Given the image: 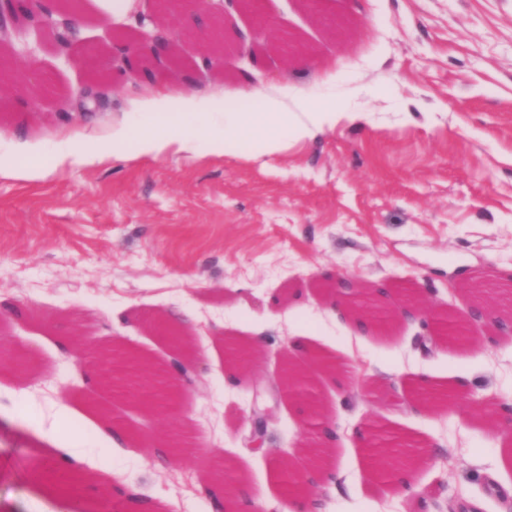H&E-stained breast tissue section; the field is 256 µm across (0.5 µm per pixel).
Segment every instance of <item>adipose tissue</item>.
Returning <instances> with one entry per match:
<instances>
[{
  "label": "adipose tissue",
  "instance_id": "obj_1",
  "mask_svg": "<svg viewBox=\"0 0 512 512\" xmlns=\"http://www.w3.org/2000/svg\"><path fill=\"white\" fill-rule=\"evenodd\" d=\"M242 94L256 99L259 110L233 109L220 93L204 98L191 91L153 89L142 102L152 115L150 121H123L112 126L106 136L82 137L72 145L57 147L47 164L36 160L34 150L15 145L0 153V173L36 181L51 167L91 164L113 156L159 158L172 151L192 153L201 139L214 153L246 142L258 153L272 155L287 142L311 138L341 117L336 103L316 104L301 91L282 94L271 81L243 89Z\"/></svg>",
  "mask_w": 512,
  "mask_h": 512
}]
</instances>
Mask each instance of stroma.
Listing matches in <instances>:
<instances>
[{"label": "stroma", "instance_id": "1", "mask_svg": "<svg viewBox=\"0 0 512 512\" xmlns=\"http://www.w3.org/2000/svg\"><path fill=\"white\" fill-rule=\"evenodd\" d=\"M66 46L9 54L16 78L0 95V150L21 139L52 150L74 131L106 134L147 121L150 86L232 93L249 85L233 51L206 68V37L166 22L192 66L155 78L93 75L64 56L121 55L149 0L116 14L80 0ZM229 38L258 42L259 75L358 113L312 138L261 155L170 152L50 171L37 182L0 175V354L23 350L25 374L0 366V512H102L100 480L143 496L163 492L170 512H207L205 463L227 460L255 512H289L274 463L305 472L306 408L275 392L279 354L292 342L324 349L349 368L342 380L309 368L340 438L335 477L309 495L319 512H512V441L467 402H512V337L464 345L426 340L418 321L359 326L336 307L337 277L409 289L425 305L468 310L486 289L512 287V0H262L259 13L226 6ZM185 316L202 385L174 408L144 413L102 389L93 352L119 343L165 371L175 366L155 319ZM251 345L240 366L230 344ZM455 391L421 402L417 380ZM113 407L122 446L82 425L88 400ZM267 418L260 448L249 440ZM411 440V492L366 472L369 426ZM184 457L154 459L164 432ZM81 448L85 503L49 493L58 448Z\"/></svg>", "mask_w": 512, "mask_h": 512}]
</instances>
